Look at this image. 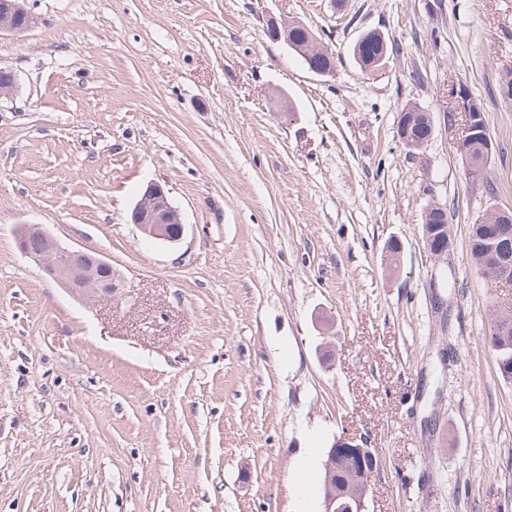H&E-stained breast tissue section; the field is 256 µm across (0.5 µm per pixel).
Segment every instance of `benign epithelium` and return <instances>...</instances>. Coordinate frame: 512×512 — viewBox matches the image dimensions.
Wrapping results in <instances>:
<instances>
[{"mask_svg": "<svg viewBox=\"0 0 512 512\" xmlns=\"http://www.w3.org/2000/svg\"><path fill=\"white\" fill-rule=\"evenodd\" d=\"M26 18V26L34 23L22 0H11L0 12V31H21L15 16ZM453 109L463 116L462 139L457 151L467 158L471 140L481 133L486 149L493 152L494 143L486 132L483 116L477 101L461 90L453 100ZM430 113L421 109L405 108L399 113L397 132L402 144L410 151L421 148L413 142L412 128L417 123L430 122ZM132 223L146 238L163 243H175L184 233V224L177 208L171 203L168 191L159 183L147 184L131 213ZM422 239L427 251L442 260L451 250L453 239L450 225H422ZM17 243L25 256L34 260L42 270L70 293L82 299L114 301L122 296L120 284L116 283L112 265L104 258H94L88 252L63 246L56 237L41 224H28L18 231ZM324 469L329 478L336 471L344 472L357 487L356 491L336 490L328 483L323 494V512H367V495L372 488V476L380 469V460L370 441L364 435L346 433L333 443L327 452Z\"/></svg>", "mask_w": 512, "mask_h": 512, "instance_id": "benign-epithelium-1", "label": "benign epithelium"}]
</instances>
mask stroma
Returning a JSON list of instances; mask_svg holds the SVG:
<instances>
[{
	"label": "stroma",
	"instance_id": "stroma-1",
	"mask_svg": "<svg viewBox=\"0 0 512 512\" xmlns=\"http://www.w3.org/2000/svg\"><path fill=\"white\" fill-rule=\"evenodd\" d=\"M0 31V512H323L328 448L367 435L369 512H512V383L469 232L512 209V0H25ZM336 51L322 77L271 21ZM369 30L391 48L362 74ZM482 106L487 194L448 96ZM429 112L408 151L398 114ZM165 184L185 226L130 216ZM447 205L453 246L422 240ZM22 224L103 255L91 304L15 243ZM402 247L397 269L385 251ZM313 456H306V449ZM6 4L8 5V8L3 7V11L0 16V31H21L34 23V17L26 10L24 1L14 0ZM15 14L26 18L25 27L17 24ZM168 191L159 183L147 184L131 213L132 223L147 239L178 242L184 233V224L177 208L171 203ZM168 224H177V232L169 234Z\"/></svg>",
	"mask_w": 512,
	"mask_h": 512
}]
</instances>
